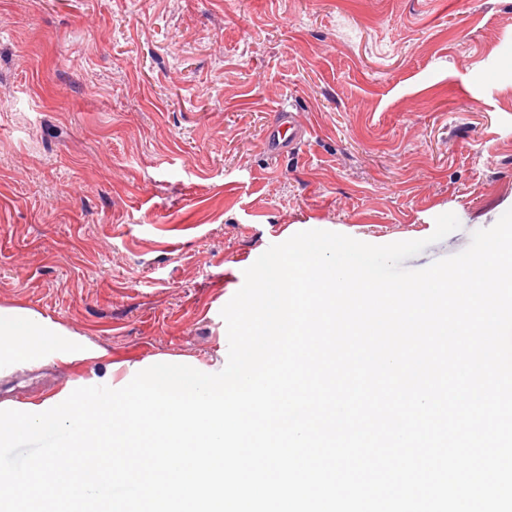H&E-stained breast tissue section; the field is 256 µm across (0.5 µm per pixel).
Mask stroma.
Returning a JSON list of instances; mask_svg holds the SVG:
<instances>
[{"label": "stroma", "instance_id": "obj_1", "mask_svg": "<svg viewBox=\"0 0 512 512\" xmlns=\"http://www.w3.org/2000/svg\"><path fill=\"white\" fill-rule=\"evenodd\" d=\"M512 0H0V306L113 361L208 360L244 271L311 229L382 245L512 206ZM311 134L265 147L280 108ZM20 367L0 401L101 373Z\"/></svg>", "mask_w": 512, "mask_h": 512}]
</instances>
